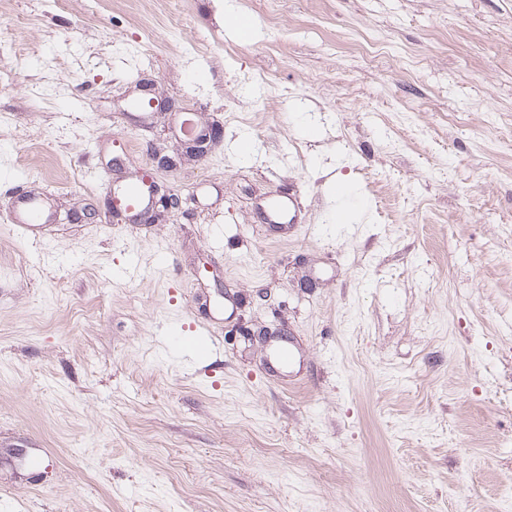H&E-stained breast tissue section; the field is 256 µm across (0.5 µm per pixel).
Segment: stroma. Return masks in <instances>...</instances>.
Segmentation results:
<instances>
[{
    "instance_id": "35a3bbf8",
    "label": "stroma",
    "mask_w": 512,
    "mask_h": 512,
    "mask_svg": "<svg viewBox=\"0 0 512 512\" xmlns=\"http://www.w3.org/2000/svg\"><path fill=\"white\" fill-rule=\"evenodd\" d=\"M19 53L0 512H512V0H0ZM144 169L181 204L135 224L100 177ZM297 208V198L290 191L278 197L273 202L266 203L262 210V219L272 228H279L287 224H293ZM4 205L11 226L24 235L38 224L47 222L42 201L38 197L18 193L9 197Z\"/></svg>"
}]
</instances>
